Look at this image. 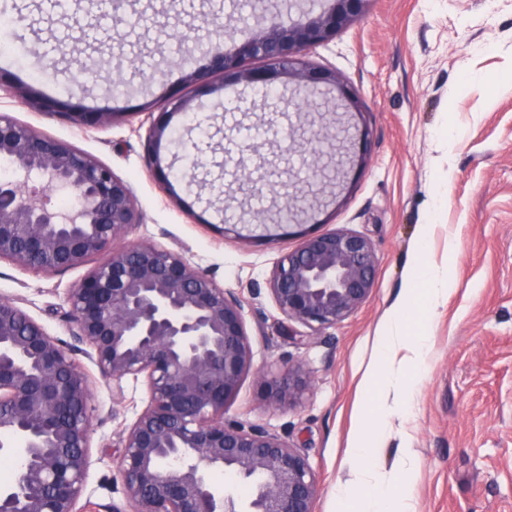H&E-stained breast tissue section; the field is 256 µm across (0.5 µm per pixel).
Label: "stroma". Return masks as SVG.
Segmentation results:
<instances>
[{
	"instance_id": "obj_1",
	"label": "stroma",
	"mask_w": 512,
	"mask_h": 512,
	"mask_svg": "<svg viewBox=\"0 0 512 512\" xmlns=\"http://www.w3.org/2000/svg\"><path fill=\"white\" fill-rule=\"evenodd\" d=\"M12 53L0 52V70L17 85L65 98L80 74L57 58L60 35L83 25L80 46L105 59L122 55L114 80L88 84L87 109L120 113V120L81 128L46 117L18 98L0 96V113L73 142L109 166L133 188L144 215L123 245L153 243L181 251L232 292L244 308L252 340L253 371L226 410L228 418L257 426L300 448L319 485L315 512H337L336 489L349 477L346 459L360 380L375 336L409 278V261L422 227H429L426 261L447 272L448 301L430 314L408 309L413 325H427L428 353L403 416L382 425L384 447L370 463L384 471L408 465L415 474L409 512H512V0H372L336 38L306 49L314 66L335 72L360 97L369 141L334 204L294 234L239 236L238 208L198 186L165 192L145 165L149 123L140 113L184 118L173 95L193 99L202 126L224 129V146H240L239 126L280 121L266 95L213 76L199 88L183 83L190 63L158 23L171 15L179 33L206 37V20L221 15L228 37L246 33L245 0H136L146 22L136 30L92 28L102 0H70L65 15L46 0H8ZM234 102V122L224 106ZM352 231L370 239L377 258L374 288L342 322L309 335L287 320L267 289L278 259L303 235ZM86 267L34 274L0 261V297L41 320L80 362L92 384L91 459L85 495L102 505L124 504L120 437L145 408L143 379L103 378L88 347L69 331L64 315L71 288ZM301 361L314 385L293 407L276 405L260 380Z\"/></svg>"
}]
</instances>
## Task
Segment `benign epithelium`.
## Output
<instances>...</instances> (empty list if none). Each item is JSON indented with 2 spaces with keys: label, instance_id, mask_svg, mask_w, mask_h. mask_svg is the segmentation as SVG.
Segmentation results:
<instances>
[{
  "label": "benign epithelium",
  "instance_id": "benign-epithelium-1",
  "mask_svg": "<svg viewBox=\"0 0 512 512\" xmlns=\"http://www.w3.org/2000/svg\"><path fill=\"white\" fill-rule=\"evenodd\" d=\"M372 0H325L316 12L287 22L266 20L224 45L219 37L184 77L186 85L224 81L290 90L299 127L266 125L264 142L301 150L315 166L303 185L284 181L279 196L307 218L336 197L341 178L360 163L356 142L367 137L357 95L336 73L304 60L350 25ZM268 62L252 68L247 62ZM13 89L49 117L77 126L111 124L119 112H86L79 104H45L32 87ZM169 121L148 130L146 165L163 189L173 181L204 185L211 161L184 153L175 173L162 166ZM0 158L17 179L0 180V260L33 273H55L107 254L72 288L65 321L90 348L103 376L119 382L143 377L150 401L122 434L126 503L80 504L89 466L92 392L85 373L45 326L9 299H0V447L22 451L0 512H313L318 492L301 451L267 430L225 417L229 401L252 367L251 338L233 293L182 252L153 244L115 243L143 223L130 185L71 141L36 132L0 113ZM71 195L66 208L48 192ZM376 257L365 236L333 231L303 237L268 279L270 295L289 320L314 334L344 320L369 297ZM295 362L264 379L268 395L294 406L313 387ZM222 471L248 487L247 510L231 493L218 494L211 475Z\"/></svg>",
  "mask_w": 512,
  "mask_h": 512
}]
</instances>
